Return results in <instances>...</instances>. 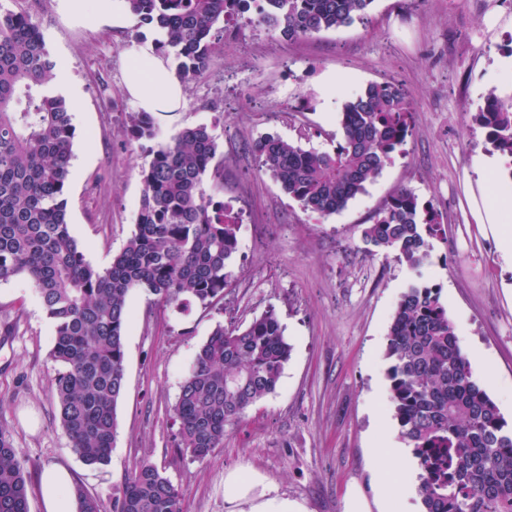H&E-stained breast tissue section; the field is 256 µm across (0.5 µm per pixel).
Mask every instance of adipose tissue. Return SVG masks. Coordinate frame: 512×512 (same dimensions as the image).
<instances>
[{"label":"adipose tissue","instance_id":"adipose-tissue-1","mask_svg":"<svg viewBox=\"0 0 512 512\" xmlns=\"http://www.w3.org/2000/svg\"><path fill=\"white\" fill-rule=\"evenodd\" d=\"M96 13H88L87 0H58V9L71 22L84 25L90 20L128 27L132 16L126 0H96ZM124 88L137 111L151 115L172 114L182 109L183 84L169 59L159 55L154 41L136 46L124 74ZM476 185L468 189L466 201L474 223L488 225L501 242L504 255L512 257V187L502 184L497 156L483 155L475 165ZM376 457L393 458L394 468L381 470V493L376 505H369L357 487H348L344 512H405L407 503L416 498L417 489L408 481L414 472L411 450L390 446L388 424L374 420ZM40 497L45 512H80L77 485L69 470L62 466L44 469L40 477ZM224 502L228 512H308L304 503L281 495L263 474L238 469L224 476Z\"/></svg>","mask_w":512,"mask_h":512}]
</instances>
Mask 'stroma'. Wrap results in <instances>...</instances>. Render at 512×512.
Here are the masks:
<instances>
[{"label":"stroma","instance_id":"1","mask_svg":"<svg viewBox=\"0 0 512 512\" xmlns=\"http://www.w3.org/2000/svg\"><path fill=\"white\" fill-rule=\"evenodd\" d=\"M28 12L57 66L52 84L72 105L75 139L65 197L72 234L87 260L109 266L133 232L149 144L125 135L135 106L123 71L148 26L76 25L57 0H0ZM500 23L487 29L485 17ZM512 50V0H373L364 18L296 41L265 27L225 25L214 64L186 84L182 112L157 118L161 139L181 127L216 128L224 155L219 197L247 211L232 279L220 304L185 313L135 290L128 298L126 386L117 405L110 462L93 468L60 422L50 358L54 325L23 274L0 281V426L21 451L30 512H42L38 475L61 464L78 485L111 503L138 464L156 465L181 493L182 512H227L224 475L247 467L309 512H343L349 483L379 494L372 419L390 411L387 334L412 284L438 287L474 377L512 425V260L485 225L466 223L465 178L490 152L474 117L507 81L494 58ZM336 78L335 112L316 110L319 76ZM400 84L412 99V134L381 175L339 214L304 211L268 175L250 147L272 134L306 150L342 138L339 109L375 82ZM440 216L428 262L416 272L361 239L399 188ZM275 309L291 346L273 394L227 422L224 445L204 459L175 446L173 407L199 346L216 325L243 327Z\"/></svg>","mask_w":512,"mask_h":512}]
</instances>
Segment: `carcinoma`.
<instances>
[{
    "instance_id": "cac0c4a2",
    "label": "carcinoma",
    "mask_w": 512,
    "mask_h": 512,
    "mask_svg": "<svg viewBox=\"0 0 512 512\" xmlns=\"http://www.w3.org/2000/svg\"><path fill=\"white\" fill-rule=\"evenodd\" d=\"M136 26L159 30L157 51L174 55L187 84L213 65L217 24L259 23L296 40L352 23L373 0H126ZM56 66L36 22L0 10V281L25 274L54 324L53 387L65 434L87 465L108 462L125 388L128 297L139 289L186 310L224 298L239 249L238 225L215 194L224 159L213 129L185 125L150 147L142 167L135 230L105 268L87 261L67 221L65 187L75 127L66 97L49 88ZM414 106L394 83H371L343 109L333 151L304 150L267 134L254 144L260 170L305 211L329 217L375 182L408 136ZM495 150L512 158V97L490 95L476 115ZM148 112L129 113L126 136L153 141ZM439 222L416 195L396 190L363 226L366 252L412 271L431 252ZM276 311L243 330L217 325L198 348L174 406L178 444L205 459L224 426L275 392L290 356ZM389 400L402 438L419 460L424 512H512V428L474 379L440 291L412 285L391 318ZM83 512H107L78 487ZM181 495L154 464L124 480L112 512H181ZM0 512H29L19 449L0 427Z\"/></svg>"
}]
</instances>
